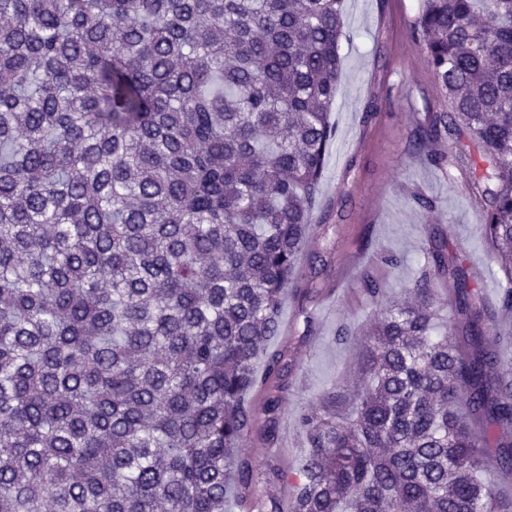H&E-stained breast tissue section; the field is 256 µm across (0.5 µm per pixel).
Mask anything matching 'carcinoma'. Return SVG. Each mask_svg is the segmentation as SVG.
<instances>
[{
  "label": "carcinoma",
  "mask_w": 512,
  "mask_h": 512,
  "mask_svg": "<svg viewBox=\"0 0 512 512\" xmlns=\"http://www.w3.org/2000/svg\"><path fill=\"white\" fill-rule=\"evenodd\" d=\"M343 28V0H0V512H224L232 484L283 512L285 483L289 512H512V370L445 239L347 417L300 414L290 471L240 453L275 440L268 346L314 291ZM416 32L450 112L414 146L468 138L512 310V0H423Z\"/></svg>",
  "instance_id": "cac0c4a2"
}]
</instances>
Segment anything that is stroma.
<instances>
[{
	"instance_id": "stroma-1",
	"label": "stroma",
	"mask_w": 512,
	"mask_h": 512,
	"mask_svg": "<svg viewBox=\"0 0 512 512\" xmlns=\"http://www.w3.org/2000/svg\"><path fill=\"white\" fill-rule=\"evenodd\" d=\"M421 0H345L340 53L344 70L330 121L336 130L326 157L308 256L319 258L318 293L285 295L282 322L291 365L278 437L270 454L292 468L303 452L296 419L320 410L327 393L345 412L359 386V366L369 343L370 320L404 300L431 269L432 240L447 238L466 266L487 270L477 286L485 302L501 289L495 259L472 226L487 202L475 184L480 168L461 165L458 144L442 139L413 151L410 139L429 113L448 111V100L415 36ZM433 206L420 208L418 198ZM365 253L362 269L374 270L382 288L369 296L361 271L341 275V260ZM397 256L394 266L382 255ZM347 328L348 341L336 338Z\"/></svg>"
}]
</instances>
